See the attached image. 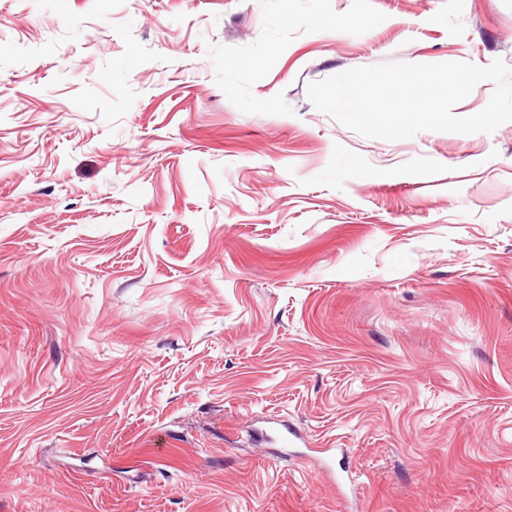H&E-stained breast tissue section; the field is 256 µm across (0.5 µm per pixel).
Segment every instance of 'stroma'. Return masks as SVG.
<instances>
[{"label":"stroma","instance_id":"stroma-1","mask_svg":"<svg viewBox=\"0 0 512 512\" xmlns=\"http://www.w3.org/2000/svg\"><path fill=\"white\" fill-rule=\"evenodd\" d=\"M512 65V0H0V512H512V122L308 83Z\"/></svg>","mask_w":512,"mask_h":512}]
</instances>
